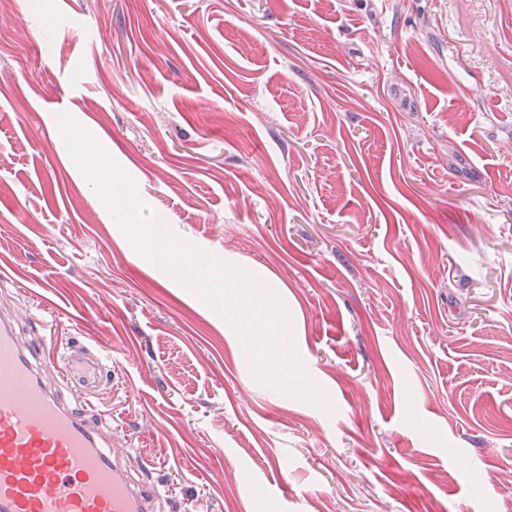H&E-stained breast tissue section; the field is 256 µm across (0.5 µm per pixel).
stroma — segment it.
Segmentation results:
<instances>
[{"instance_id": "obj_1", "label": "stroma", "mask_w": 512, "mask_h": 512, "mask_svg": "<svg viewBox=\"0 0 512 512\" xmlns=\"http://www.w3.org/2000/svg\"><path fill=\"white\" fill-rule=\"evenodd\" d=\"M70 113L259 276L337 411L258 384L132 248ZM0 309L112 351L94 410L159 512L512 499V0H0Z\"/></svg>"}]
</instances>
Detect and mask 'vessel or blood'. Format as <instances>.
I'll return each mask as SVG.
<instances>
[{
	"mask_svg": "<svg viewBox=\"0 0 512 512\" xmlns=\"http://www.w3.org/2000/svg\"><path fill=\"white\" fill-rule=\"evenodd\" d=\"M32 324L39 336L29 345L0 312V512H152L154 486L132 480L124 449L86 418L108 353L85 344L57 352L53 322Z\"/></svg>",
	"mask_w": 512,
	"mask_h": 512,
	"instance_id": "b4317fda",
	"label": "vessel or blood"
}]
</instances>
